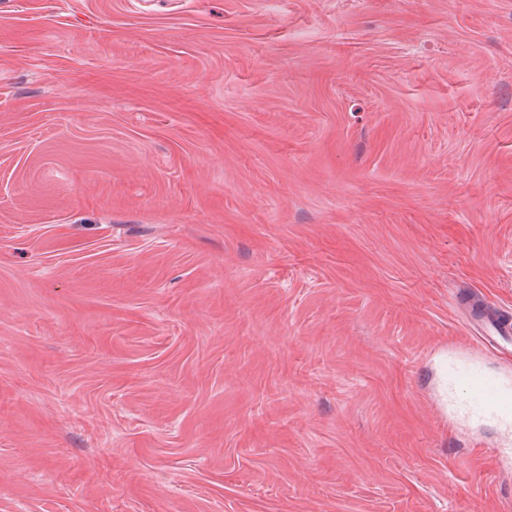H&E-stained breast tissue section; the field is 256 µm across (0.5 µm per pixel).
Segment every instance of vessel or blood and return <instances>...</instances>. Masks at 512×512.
<instances>
[{"mask_svg":"<svg viewBox=\"0 0 512 512\" xmlns=\"http://www.w3.org/2000/svg\"><path fill=\"white\" fill-rule=\"evenodd\" d=\"M459 304L466 310L470 325L480 341L502 355H512V310L495 308L470 293L460 294ZM449 381L465 380L469 391L468 408L479 419L512 424V387L504 385L496 374L480 369L459 371L449 368Z\"/></svg>","mask_w":512,"mask_h":512,"instance_id":"b4317fda","label":"vessel or blood"}]
</instances>
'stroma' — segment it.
Returning <instances> with one entry per match:
<instances>
[{
  "label": "stroma",
  "instance_id": "stroma-1",
  "mask_svg": "<svg viewBox=\"0 0 512 512\" xmlns=\"http://www.w3.org/2000/svg\"><path fill=\"white\" fill-rule=\"evenodd\" d=\"M512 0H0V512H512ZM458 303L466 310L470 325L478 331L477 338L504 356L512 355V311L491 307L472 293H462ZM464 379L469 391L468 408L478 419H491L511 426L512 387L504 385L496 374L480 369L460 372L454 366L448 368V380Z\"/></svg>",
  "mask_w": 512,
  "mask_h": 512
}]
</instances>
